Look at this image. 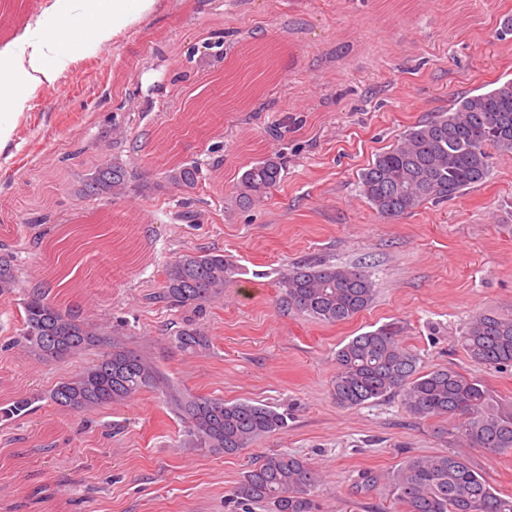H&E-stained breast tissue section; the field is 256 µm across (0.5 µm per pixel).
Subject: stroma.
<instances>
[{
    "label": "stroma",
    "mask_w": 512,
    "mask_h": 512,
    "mask_svg": "<svg viewBox=\"0 0 512 512\" xmlns=\"http://www.w3.org/2000/svg\"><path fill=\"white\" fill-rule=\"evenodd\" d=\"M52 2L0 0V52L24 47ZM509 16L512 0H159L96 52L66 50L54 83L6 100L15 129L0 152V242L18 244L27 281L56 265L62 225L93 223L104 210L76 189L102 157L109 117L123 121L128 143L182 138L183 158L204 165L195 220L178 219L182 194L153 172L145 190L117 204L139 213L128 230L146 256L113 266L111 288L86 307L124 322L126 343L151 352L182 388L272 405L288 427L224 455L182 447L183 423L152 392L89 415L58 411L46 392L98 350L44 362L5 348L20 306L0 298V402L33 400L26 416L0 418V512H243L231 490L270 452L307 459L320 476V512H404L392 473L407 457L448 450L512 494V454L465 445L454 420L414 418L393 397L343 408L331 395L338 345L390 325L425 368H453L512 400V366L477 364L459 342L478 314H512V153L495 154L490 176L465 195L396 220L378 217L358 187L362 169L407 127L512 78V35H499ZM219 37L222 60L187 57ZM269 67L275 76L259 99L191 134L201 98ZM179 70L187 81L174 82ZM282 118L288 129L273 138ZM275 151L287 160L284 179L260 205L238 209L233 182ZM45 212L50 222L19 231ZM199 249L224 251L241 274L207 305L200 323L210 348L193 355L172 341L181 313L144 296L177 254ZM319 261L365 270L372 305L335 324L288 311L280 271ZM49 442L54 451L41 453ZM40 484L45 493L31 500Z\"/></svg>",
    "instance_id": "1"
}]
</instances>
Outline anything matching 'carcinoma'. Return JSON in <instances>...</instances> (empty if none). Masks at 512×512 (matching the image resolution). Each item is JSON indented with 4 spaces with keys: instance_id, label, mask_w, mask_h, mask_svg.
I'll list each match as a JSON object with an SVG mask.
<instances>
[{
    "instance_id": "obj_1",
    "label": "carcinoma",
    "mask_w": 512,
    "mask_h": 512,
    "mask_svg": "<svg viewBox=\"0 0 512 512\" xmlns=\"http://www.w3.org/2000/svg\"><path fill=\"white\" fill-rule=\"evenodd\" d=\"M493 149L512 152V79L460 96L448 109L408 127L360 172V193L380 217L395 219L425 203L458 198L484 182ZM178 154L177 143L166 136L140 155L137 166L106 153L85 175L77 195L120 201L143 187L158 169L172 188L189 195L200 182L201 164L179 161ZM284 172L285 161L278 152L245 169L233 186L235 206L248 209L261 203ZM20 274L15 246L0 243V298L17 294ZM239 274L238 264L222 251L186 252L165 267L158 289L145 300L200 313L223 298L224 288ZM278 288L296 314L331 324L366 310L376 294L375 283L359 267L311 262L281 273ZM20 306L21 321L12 344L38 359L61 361L103 349L94 363L59 379L47 391V399L63 412L85 415L144 391L158 392L184 424L185 446L226 455L288 427L287 414L270 405L228 402L178 387L149 355L125 346L112 322L94 321L84 307L49 295L41 284L25 289ZM173 340L189 354L210 346L204 330L191 319L180 323ZM460 342L480 365L512 366V315L489 310L477 316L465 327ZM331 392L344 408L397 397L417 419H457V435L476 448L512 452V401L495 399L478 380L451 367L424 369L420 357L402 347L389 328L361 333L336 351ZM31 404L27 397L18 398L0 408V418L25 414ZM318 483V474L305 459L268 453L243 473L233 501L263 504L271 512H315L313 492ZM391 484L406 512H512V495H501L463 457L451 452L407 459L392 474Z\"/></svg>"
}]
</instances>
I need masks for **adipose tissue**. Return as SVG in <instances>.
Listing matches in <instances>:
<instances>
[{
    "instance_id": "obj_1",
    "label": "adipose tissue",
    "mask_w": 512,
    "mask_h": 512,
    "mask_svg": "<svg viewBox=\"0 0 512 512\" xmlns=\"http://www.w3.org/2000/svg\"><path fill=\"white\" fill-rule=\"evenodd\" d=\"M156 3L157 0H112V7L103 19L83 27L77 22L78 16L95 12L98 0H55L42 35L29 55L0 54V89L7 87L21 95L43 83L54 82L57 72L48 60L60 41L76 42L84 51L99 49L138 24Z\"/></svg>"
}]
</instances>
